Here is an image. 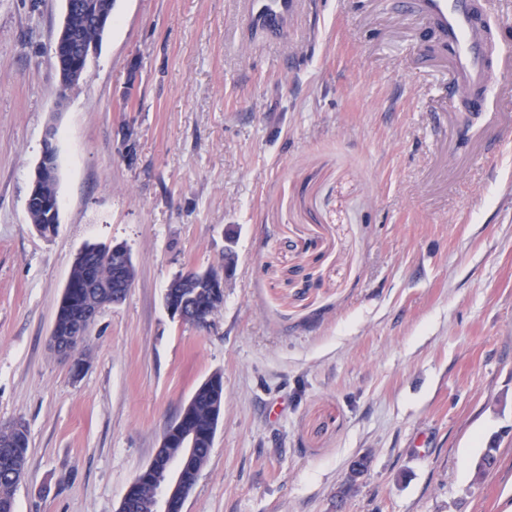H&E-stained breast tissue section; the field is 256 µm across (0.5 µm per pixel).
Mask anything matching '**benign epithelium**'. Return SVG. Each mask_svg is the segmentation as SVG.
<instances>
[{"label":"benign epithelium","instance_id":"1","mask_svg":"<svg viewBox=\"0 0 512 512\" xmlns=\"http://www.w3.org/2000/svg\"><path fill=\"white\" fill-rule=\"evenodd\" d=\"M94 46H87L73 38L67 24H62L56 36L53 48L56 67L61 71H70L76 75L84 72L90 52ZM55 130L47 133L46 147L40 160L35 166L26 200V208L38 205L52 217V223H59V203L53 198L42 194L41 184L46 173L58 168L57 152L53 145ZM114 263H112V278L102 281L96 266L89 265L84 283L85 287L105 288L112 295V303L121 302L131 288V265L129 252L123 245H114L110 248ZM233 266L232 254L224 255V260L210 267L206 275V287L210 288L209 299L224 294V281ZM199 291H189L184 288L177 295H164V303L171 317L181 322L206 324L209 321L207 303L199 301ZM99 309H83L72 312L71 329L62 334L58 329L59 321H54L50 342L53 349L63 357L75 354L69 350L73 343H81L87 331L94 323ZM197 434L181 426V421L171 423L164 431L159 448L150 464L135 478L133 484L151 482L156 485V495L153 497V512H183V506L194 484L187 480V471L193 468L197 457ZM367 467V459L362 457L349 467L346 482L339 494L345 496L356 485L357 479Z\"/></svg>","mask_w":512,"mask_h":512}]
</instances>
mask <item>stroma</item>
Segmentation results:
<instances>
[{
	"label": "stroma",
	"instance_id": "stroma-1",
	"mask_svg": "<svg viewBox=\"0 0 512 512\" xmlns=\"http://www.w3.org/2000/svg\"><path fill=\"white\" fill-rule=\"evenodd\" d=\"M63 17V0H0V423L29 438L15 512H117L216 372L224 410L184 512H506L512 73L453 105L447 58L397 0H308L273 35L242 30L236 0H115L65 91ZM50 126L44 236L26 199ZM91 244L125 245L136 277L76 376L49 338ZM228 250L208 325L171 318V279Z\"/></svg>",
	"mask_w": 512,
	"mask_h": 512
}]
</instances>
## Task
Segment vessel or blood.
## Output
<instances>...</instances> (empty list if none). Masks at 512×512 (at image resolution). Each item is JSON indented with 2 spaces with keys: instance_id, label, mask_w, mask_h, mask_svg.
I'll list each match as a JSON object with an SVG mask.
<instances>
[{
  "instance_id": "obj_1",
  "label": "vessel or blood",
  "mask_w": 512,
  "mask_h": 512,
  "mask_svg": "<svg viewBox=\"0 0 512 512\" xmlns=\"http://www.w3.org/2000/svg\"><path fill=\"white\" fill-rule=\"evenodd\" d=\"M401 5L422 16L438 40L450 45L458 82L474 105H482L494 74L512 70V58L499 60L489 51L472 0H401ZM302 8V0H239L248 26L271 32L286 29Z\"/></svg>"
}]
</instances>
